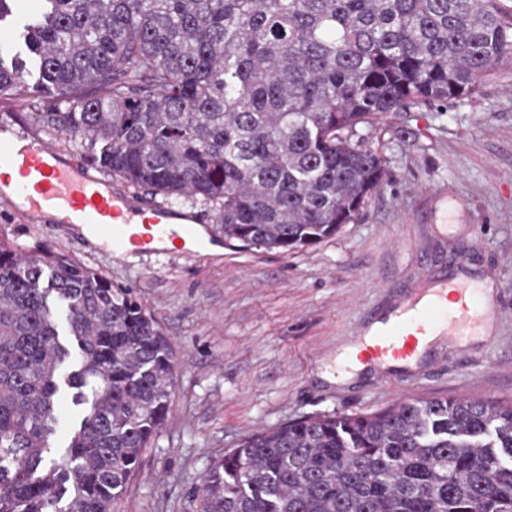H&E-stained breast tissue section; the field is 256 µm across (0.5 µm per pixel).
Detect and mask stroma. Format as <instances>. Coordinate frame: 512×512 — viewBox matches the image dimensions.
<instances>
[{"label":"stroma","mask_w":512,"mask_h":512,"mask_svg":"<svg viewBox=\"0 0 512 512\" xmlns=\"http://www.w3.org/2000/svg\"><path fill=\"white\" fill-rule=\"evenodd\" d=\"M45 98H0V118L63 142L85 163L80 138L45 123ZM385 161L383 185L335 236L296 251L225 249L192 260L117 261L45 217L17 220L0 205V242L48 247L134 289L177 363L169 419L120 512H197L209 465L255 431L306 415L373 413L400 400L512 398V59L453 104L391 113L365 131ZM470 249L496 291L493 339L436 343L408 388L361 371L328 380L356 333L405 295L422 272L450 273Z\"/></svg>","instance_id":"obj_1"}]
</instances>
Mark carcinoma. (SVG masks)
<instances>
[{
    "label": "carcinoma",
    "instance_id": "1",
    "mask_svg": "<svg viewBox=\"0 0 512 512\" xmlns=\"http://www.w3.org/2000/svg\"><path fill=\"white\" fill-rule=\"evenodd\" d=\"M37 78L88 163L170 201L220 202L224 242L311 247L385 180L358 126L460 100L512 57L497 0H42ZM69 312L58 340L50 297ZM173 350L131 288L0 243V512H119L166 424ZM82 408L49 456L61 386ZM199 512H512V400L431 397L310 415L213 462Z\"/></svg>",
    "mask_w": 512,
    "mask_h": 512
}]
</instances>
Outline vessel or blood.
Segmentation results:
<instances>
[{
    "label": "vessel or blood",
    "instance_id": "b4317fda",
    "mask_svg": "<svg viewBox=\"0 0 512 512\" xmlns=\"http://www.w3.org/2000/svg\"><path fill=\"white\" fill-rule=\"evenodd\" d=\"M17 179L0 189V202L26 223L56 212L114 259L133 255L192 258L206 250L209 231L194 213L171 206L93 175L63 148L35 136L20 135L0 121V171ZM495 285L473 275L461 259L448 279L427 277L409 289L398 305L381 314L380 329L360 353L377 376L391 364L418 357L421 345L436 335L451 345L473 336L489 335L495 321Z\"/></svg>",
    "mask_w": 512,
    "mask_h": 512
}]
</instances>
